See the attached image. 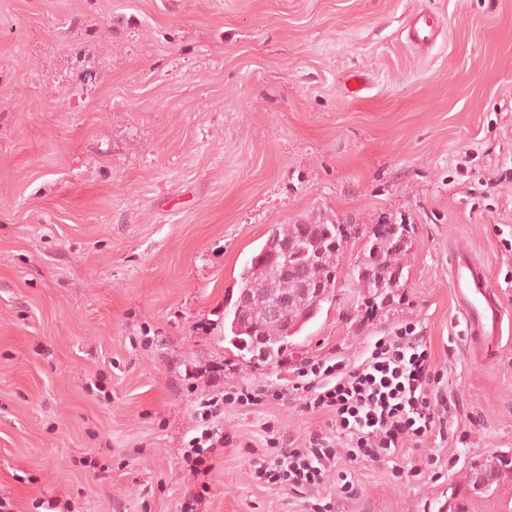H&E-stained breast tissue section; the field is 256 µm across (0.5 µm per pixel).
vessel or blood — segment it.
<instances>
[{"label": "vessel or blood", "instance_id": "b4317fda", "mask_svg": "<svg viewBox=\"0 0 512 512\" xmlns=\"http://www.w3.org/2000/svg\"><path fill=\"white\" fill-rule=\"evenodd\" d=\"M443 30L439 17L420 12L407 27L408 41L422 49L432 47ZM450 288L454 306L466 330L469 348H495L503 338L505 312L492 291L485 266L463 244L448 252Z\"/></svg>", "mask_w": 512, "mask_h": 512}]
</instances>
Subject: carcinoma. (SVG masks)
Instances as JSON below:
<instances>
[{"label": "carcinoma", "mask_w": 512, "mask_h": 512, "mask_svg": "<svg viewBox=\"0 0 512 512\" xmlns=\"http://www.w3.org/2000/svg\"><path fill=\"white\" fill-rule=\"evenodd\" d=\"M404 231H409L405 223L395 225L386 221L374 225L365 234L357 233V237L366 239L363 251L366 259L353 265L351 277L358 287L367 289L368 295L379 298L382 303L400 287L403 278V267L396 262V256L408 248L403 243ZM342 238L338 224L329 220L270 228L264 245L241 273L236 300L224 313L229 343L266 362L275 361L287 349L290 339L299 335L322 310L323 303L333 298ZM276 239H288L296 245L288 258L277 262L265 256L270 243ZM311 259L317 264L318 281L329 290L328 295L317 302L301 295L293 277L280 270L282 266L290 270L304 267ZM284 294L289 304L280 318L272 322L266 320L268 298Z\"/></svg>", "instance_id": "1"}]
</instances>
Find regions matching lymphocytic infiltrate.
I'll use <instances>...</instances> for the list:
<instances>
[{
	"label": "lymphocytic infiltrate",
	"mask_w": 512,
	"mask_h": 512,
	"mask_svg": "<svg viewBox=\"0 0 512 512\" xmlns=\"http://www.w3.org/2000/svg\"><path fill=\"white\" fill-rule=\"evenodd\" d=\"M432 353L412 323L393 336L378 339L370 357L357 369L339 376L322 392L294 384L303 397L302 410L329 414L327 430L313 433L303 447L282 448L276 437L273 460L254 464L256 480L296 492H317L335 472L340 459L385 460L406 439L446 432L450 405L444 375L431 365ZM224 413V399L215 396L199 404V433L189 441L185 462L190 474H209L234 438L216 424Z\"/></svg>",
	"instance_id": "obj_1"
}]
</instances>
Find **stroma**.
Here are the masks:
<instances>
[{"instance_id": "35a3bbf8", "label": "stroma", "mask_w": 512, "mask_h": 512, "mask_svg": "<svg viewBox=\"0 0 512 512\" xmlns=\"http://www.w3.org/2000/svg\"><path fill=\"white\" fill-rule=\"evenodd\" d=\"M420 11L445 25L425 55L405 32ZM319 216L412 224L400 288L368 311L348 240L333 300L277 362L237 350L242 269L271 226ZM458 242L512 312V0H0V512H180L201 494L194 411L242 386L284 397L225 404L237 445L198 512H311L253 479L266 423L303 446L329 416L291 395L301 364L358 365L408 321L447 378V432L342 461L356 496L322 494L333 512H512V326L498 354L467 350Z\"/></svg>"}]
</instances>
